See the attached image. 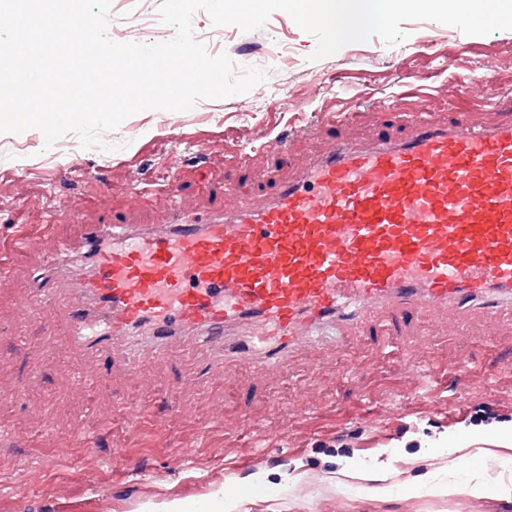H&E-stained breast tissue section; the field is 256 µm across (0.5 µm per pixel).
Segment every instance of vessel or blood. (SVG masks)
<instances>
[{
    "mask_svg": "<svg viewBox=\"0 0 512 512\" xmlns=\"http://www.w3.org/2000/svg\"><path fill=\"white\" fill-rule=\"evenodd\" d=\"M0 240V279L52 273L26 311L63 318L72 349L128 371L200 348L216 370L286 368L324 328L424 311L512 309V114L423 122L401 139L336 142L272 197L160 226L97 224L62 241L76 263Z\"/></svg>",
    "mask_w": 512,
    "mask_h": 512,
    "instance_id": "vessel-or-blood-1",
    "label": "vessel or blood"
}]
</instances>
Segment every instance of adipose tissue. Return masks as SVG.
<instances>
[{
  "label": "adipose tissue",
  "mask_w": 512,
  "mask_h": 512,
  "mask_svg": "<svg viewBox=\"0 0 512 512\" xmlns=\"http://www.w3.org/2000/svg\"><path fill=\"white\" fill-rule=\"evenodd\" d=\"M447 471L428 472L423 485L437 496H452L464 492L473 496L488 493L512 497V480L488 483L483 473L487 468V456L483 449L448 446Z\"/></svg>",
  "instance_id": "adipose-tissue-1"
}]
</instances>
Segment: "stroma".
Returning a JSON list of instances; mask_svg holds the SVG:
<instances>
[{"label":"stroma","instance_id":"stroma-1","mask_svg":"<svg viewBox=\"0 0 512 512\" xmlns=\"http://www.w3.org/2000/svg\"><path fill=\"white\" fill-rule=\"evenodd\" d=\"M141 0H112L108 29L159 42L163 27L127 28ZM258 54L261 97L199 100L187 111L146 110L77 152L69 132L52 146L37 133H0V240L20 226L42 232V251L82 224H160L179 177L182 207L219 210L275 191L336 140L407 133L421 114L474 122L512 98V30L463 34L431 21L405 23V41L377 37L312 60L315 37L281 10ZM296 127L287 156L264 141ZM34 283L19 269L0 285V512H147L172 500L204 506L248 479L266 495L238 512H512V498L413 493L447 466L433 448L455 436L494 448L512 423V311L462 326L414 315L401 333L369 327L346 345L328 341L260 373L237 362L211 368L192 349L134 375L72 351L63 324L42 347L46 321L23 314ZM98 377L89 398L78 376ZM25 386L21 400L8 396ZM123 449L121 469L112 466ZM386 477L346 492V459Z\"/></svg>","mask_w":512,"mask_h":512}]
</instances>
